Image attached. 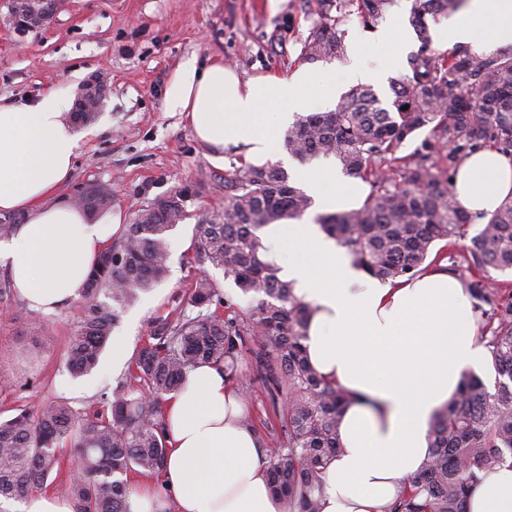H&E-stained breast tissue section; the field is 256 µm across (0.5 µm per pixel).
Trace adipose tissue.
I'll return each mask as SVG.
<instances>
[{
	"instance_id": "1",
	"label": "adipose tissue",
	"mask_w": 512,
	"mask_h": 512,
	"mask_svg": "<svg viewBox=\"0 0 512 512\" xmlns=\"http://www.w3.org/2000/svg\"><path fill=\"white\" fill-rule=\"evenodd\" d=\"M433 38L478 55L512 49V0H467L434 26ZM408 39L397 17L376 39L355 41L345 82L376 83L403 72L398 47ZM375 49L372 67L365 56ZM172 84L168 106L185 113L201 142L240 148L252 164H287L314 198L301 218L268 225L259 236L266 259L311 309L304 341L310 363L352 396L339 427L342 451L328 463L318 494L320 512H389L430 455L433 418L462 372L487 366L466 286L444 264L374 279L321 229L320 214L360 207L366 186L343 175L335 158L302 164L282 144L296 115L335 100L339 87L321 88L317 72L305 67L244 81L220 61L180 66ZM68 109L53 91L32 105L0 97V212L26 216L0 241V261L19 297L42 312L80 296L122 224L120 215L90 216L62 194L80 142ZM454 183L467 212L491 215L512 195V156L477 152L462 161ZM244 414L222 371L193 369L164 408L167 466L159 483H135L128 512H288L269 488L262 441ZM465 510L512 512V464L480 471Z\"/></svg>"
}]
</instances>
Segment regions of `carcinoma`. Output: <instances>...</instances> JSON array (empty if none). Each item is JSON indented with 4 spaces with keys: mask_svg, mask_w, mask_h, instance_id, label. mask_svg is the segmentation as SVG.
Listing matches in <instances>:
<instances>
[{
    "mask_svg": "<svg viewBox=\"0 0 512 512\" xmlns=\"http://www.w3.org/2000/svg\"><path fill=\"white\" fill-rule=\"evenodd\" d=\"M393 0H313L318 20L302 43L306 63L344 55L342 21L354 15L370 27ZM462 0H414L409 24L421 49L407 57L383 102L373 88L349 91L331 112L298 117L285 140L298 157L334 156L343 172L368 183L357 209L320 218L322 230L371 276H413L447 253L439 242L464 237L475 216L455 200L453 177L465 157L485 147L512 155V53L476 55L465 46L431 49L429 22L457 13ZM423 135L411 154L405 143ZM189 189L155 198L134 213L123 235L100 255L81 294L78 326L64 356L76 378L92 372L122 312L168 271L169 235L186 217ZM311 206L277 165L244 164L224 175V213L199 225L198 254L224 271L255 305L248 311L223 298L206 271L195 275L186 306L158 320L137 350L105 408L84 420L67 402L22 408L0 421V502L40 490L60 470L61 450L80 458L83 475L58 491L75 512H127V476L155 475L167 461L162 420L167 396L202 364L224 371L241 397L252 385L238 373L247 358L265 386L284 438L267 454L271 486L288 512H319L315 497L328 461L340 451V418L351 395L321 379L303 341L310 308L292 283L264 260L259 231L300 217ZM466 261L478 275L468 292L487 315L484 340L503 381L489 392L473 372L462 374L452 401L431 425V454L391 512H463L477 471L512 457V293L497 299L489 271L512 273V199L470 236ZM490 310H485L484 306Z\"/></svg>",
    "mask_w": 512,
    "mask_h": 512,
    "instance_id": "cac0c4a2",
    "label": "carcinoma"
}]
</instances>
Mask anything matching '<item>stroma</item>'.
<instances>
[{"instance_id":"35a3bbf8","label":"stroma","mask_w":512,"mask_h":512,"mask_svg":"<svg viewBox=\"0 0 512 512\" xmlns=\"http://www.w3.org/2000/svg\"><path fill=\"white\" fill-rule=\"evenodd\" d=\"M10 2L0 0V96L36 102L48 91L76 99L99 71L106 96L82 135L71 180L107 184L112 212L131 218L152 199L187 188L188 216L170 234L166 278L122 315L97 369L73 379L63 368L77 326V304L42 313L16 294L0 299V420L18 409L66 400L90 417L124 379L127 362L158 319L180 308L199 266L198 226L224 208V176L240 165L234 148L200 142L183 113L169 111L171 76L184 64L220 60L244 78L300 66L301 42L313 22L307 0H64L44 29L16 35Z\"/></svg>"}]
</instances>
